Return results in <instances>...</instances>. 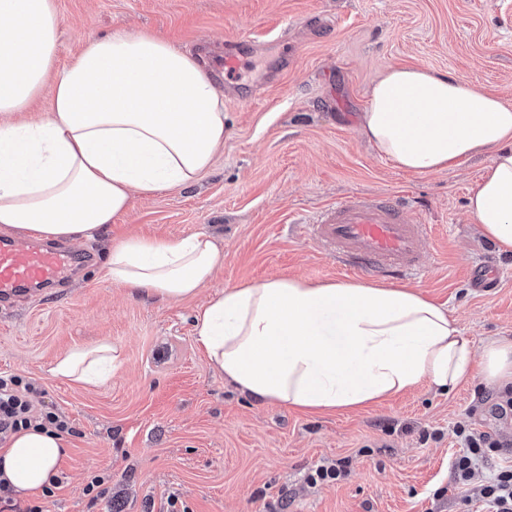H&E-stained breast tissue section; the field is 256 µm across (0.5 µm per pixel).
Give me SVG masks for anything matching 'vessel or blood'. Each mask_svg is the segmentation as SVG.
<instances>
[{"mask_svg":"<svg viewBox=\"0 0 512 512\" xmlns=\"http://www.w3.org/2000/svg\"><path fill=\"white\" fill-rule=\"evenodd\" d=\"M307 230L348 270L400 279L419 273L428 254L425 225L388 197L351 198L324 209ZM78 255L69 247L0 237V299L41 288H67Z\"/></svg>","mask_w":512,"mask_h":512,"instance_id":"vessel-or-blood-1","label":"vessel or blood"}]
</instances>
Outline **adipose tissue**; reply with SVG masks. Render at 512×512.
<instances>
[{
	"instance_id": "adipose-tissue-1",
	"label": "adipose tissue",
	"mask_w": 512,
	"mask_h": 512,
	"mask_svg": "<svg viewBox=\"0 0 512 512\" xmlns=\"http://www.w3.org/2000/svg\"><path fill=\"white\" fill-rule=\"evenodd\" d=\"M54 0H0V230L76 241L127 213L133 192L197 184L224 147V94L198 55L146 32L94 36L58 67ZM50 116L7 122L43 92ZM361 133L416 173L489 153L468 209L512 255V107L452 72L395 67L371 88ZM224 264L206 233L129 237L107 251L112 283L171 301L196 295ZM209 364L256 403L306 413L350 410L428 383L512 384V340L475 344L447 308L406 286L289 276L215 292L195 315ZM111 342L58 356L53 378L105 381ZM63 439L31 427L0 451V482L24 496L48 483Z\"/></svg>"
}]
</instances>
